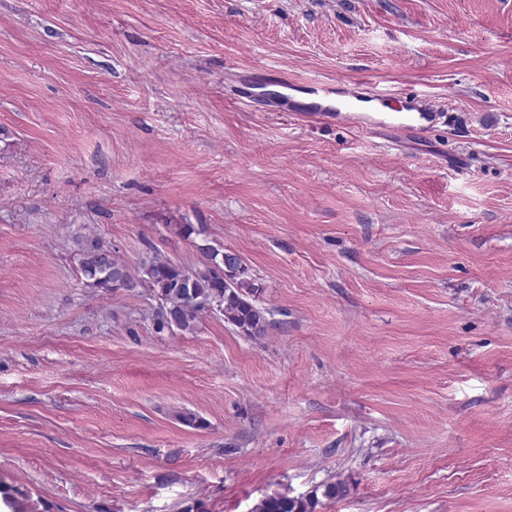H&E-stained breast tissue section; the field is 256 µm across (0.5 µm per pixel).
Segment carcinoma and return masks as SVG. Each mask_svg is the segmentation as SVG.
I'll return each instance as SVG.
<instances>
[{
	"label": "carcinoma",
	"instance_id": "obj_1",
	"mask_svg": "<svg viewBox=\"0 0 512 512\" xmlns=\"http://www.w3.org/2000/svg\"><path fill=\"white\" fill-rule=\"evenodd\" d=\"M173 233L197 246L199 262L194 266L178 265L155 257L142 264L138 280L163 294V306L158 310L160 327L191 331L196 326L203 305L212 296L223 297L224 322L256 338L266 334L269 311L257 304L262 288L255 284L247 265L234 254L235 265H224L212 252L231 253L222 246L210 244L207 229L202 224H176ZM105 246L96 238L78 243L73 259L86 283L103 293L112 292V269L126 268L116 257L100 256ZM314 495H270L259 500L251 512H314Z\"/></svg>",
	"mask_w": 512,
	"mask_h": 512
}]
</instances>
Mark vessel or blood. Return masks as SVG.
<instances>
[{"label": "vessel or blood", "mask_w": 512, "mask_h": 512, "mask_svg": "<svg viewBox=\"0 0 512 512\" xmlns=\"http://www.w3.org/2000/svg\"><path fill=\"white\" fill-rule=\"evenodd\" d=\"M272 80L277 81L285 90L284 95L274 103V111L286 112L293 117L308 115L322 120L331 119L339 112L351 113L369 109L381 97L380 91L375 89L361 92L330 81L312 79L306 84V99L299 100L293 93V81L265 68L254 69L238 88L236 96L241 102H248L257 86ZM434 110L435 106L430 98L418 94L401 109L389 113L384 120L365 124L364 129L370 134L385 131L397 136H413L425 130L428 115Z\"/></svg>", "instance_id": "1"}]
</instances>
